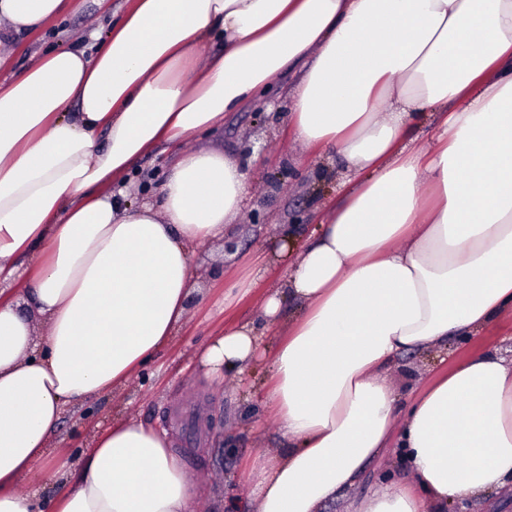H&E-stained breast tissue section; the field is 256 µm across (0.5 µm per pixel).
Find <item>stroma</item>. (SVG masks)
<instances>
[{
  "instance_id": "1",
  "label": "stroma",
  "mask_w": 512,
  "mask_h": 512,
  "mask_svg": "<svg viewBox=\"0 0 512 512\" xmlns=\"http://www.w3.org/2000/svg\"><path fill=\"white\" fill-rule=\"evenodd\" d=\"M130 4L131 0H70L61 18L39 32L13 39L11 63L0 70V79H9L49 49L74 45L90 30L106 34ZM292 82L287 73L278 74L271 82L267 106L229 113L223 127L200 133L191 141V148L227 152L243 160L248 192L228 231L236 248L225 251L220 240L195 246L191 265L198 288L174 342L156 354L118 395L69 408L41 466V480H21L22 493L38 490L53 494V474L72 472L95 431L108 426L116 414L135 416L146 426L167 433L189 477H215L206 497L207 512H227L232 497L251 498L262 462L269 455L287 451V439L260 398L271 382L268 353L278 341L277 334L267 331V353L250 365L243 381L228 377L219 388L205 376L198 354L212 337L240 320L261 321L266 288L287 275L285 266L270 260L281 229H293L295 242L303 243L318 231L320 220L340 191L343 177L338 164L330 163L320 150L291 138L288 88ZM248 141L269 143L270 150L261 156L243 157L242 148ZM172 153V148L160 147L129 171L125 189L130 198L140 202L156 199ZM252 270L258 273L252 290L227 293L228 284ZM477 350L512 355L511 314L502 315L477 336L449 339L447 345L428 354H404L389 372L387 383L399 404L407 405L426 382ZM401 471L398 452L390 451L369 464L360 482L343 497L327 503L324 512H345L349 502L381 487L383 480Z\"/></svg>"
}]
</instances>
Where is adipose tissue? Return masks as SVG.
<instances>
[{
	"label": "adipose tissue",
	"mask_w": 512,
	"mask_h": 512,
	"mask_svg": "<svg viewBox=\"0 0 512 512\" xmlns=\"http://www.w3.org/2000/svg\"><path fill=\"white\" fill-rule=\"evenodd\" d=\"M66 8L0 0V22L34 32ZM285 70L297 140L340 156L349 189L300 251L282 236L264 324L203 353L206 376H237L282 327L268 400L289 450L262 463L249 512H320L396 427L405 476L354 512H446L512 481V361L472 353L404 413L386 382L400 354L512 312V0H133L93 54L53 49L0 82V283L32 287L25 307L0 296V512H200L206 484L127 416L56 476L52 503L16 486L68 405L121 390L176 336L190 249L227 231L246 174L185 151L157 202L112 184Z\"/></svg>",
	"instance_id": "1"
}]
</instances>
